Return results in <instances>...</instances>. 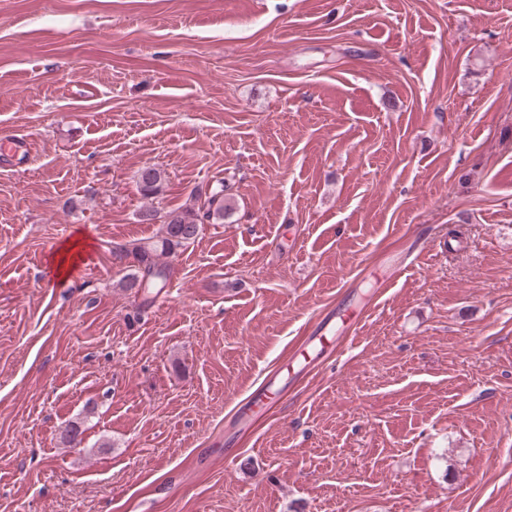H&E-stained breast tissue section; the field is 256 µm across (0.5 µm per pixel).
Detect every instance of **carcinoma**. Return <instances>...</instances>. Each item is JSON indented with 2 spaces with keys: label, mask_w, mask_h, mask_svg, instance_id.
Instances as JSON below:
<instances>
[{
  "label": "carcinoma",
  "mask_w": 512,
  "mask_h": 512,
  "mask_svg": "<svg viewBox=\"0 0 512 512\" xmlns=\"http://www.w3.org/2000/svg\"><path fill=\"white\" fill-rule=\"evenodd\" d=\"M164 181V173L155 167H144L138 172V188L147 199H155L162 194ZM227 191L229 186L221 182L219 188L198 207L169 210L162 216L153 207L144 209L141 216L147 221L163 218L162 227L150 240H136L116 247L113 255L129 268L119 285L135 291V295L143 297V303H148L153 290L165 287L170 277L169 259L196 240L202 225L224 220L231 207Z\"/></svg>",
  "instance_id": "1"
}]
</instances>
